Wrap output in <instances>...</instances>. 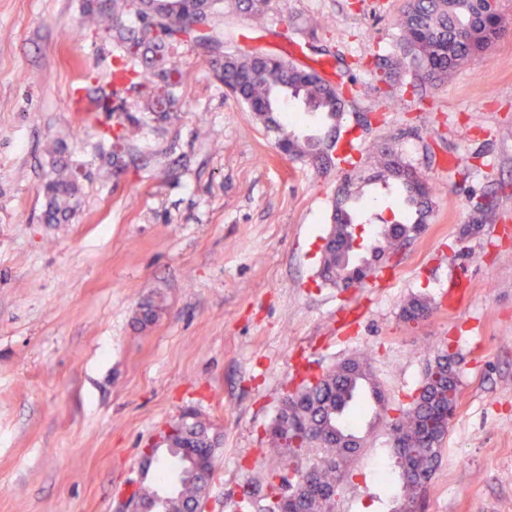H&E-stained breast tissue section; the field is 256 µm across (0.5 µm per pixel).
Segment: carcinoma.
<instances>
[{
	"label": "carcinoma",
	"instance_id": "1",
	"mask_svg": "<svg viewBox=\"0 0 512 512\" xmlns=\"http://www.w3.org/2000/svg\"><path fill=\"white\" fill-rule=\"evenodd\" d=\"M86 12L91 17H112L109 33L121 49L113 66V81L138 89L144 111L164 119L171 117L183 82L177 51L183 44H192L211 54L216 78L234 88L236 97L254 112L263 127L277 134V145L286 156L325 167V158L312 150L309 135L288 129L282 99L286 97L300 103L305 111L322 115L324 130L319 138L327 141L337 137L343 115L336 85L283 56L230 54L224 52V41L214 32L196 35L194 25L224 13V0H86ZM398 26L403 55L408 58L402 65L408 66L414 79L430 86L447 82L458 66L487 52L503 32L501 15L488 0H409ZM85 99L89 111L122 109L114 93L103 88L86 94ZM140 126V119L127 113L109 130L112 167L116 171L124 170L130 141ZM376 161L375 174L347 176L336 198L318 272L324 284L351 288L362 283L385 255L424 229L432 204L428 183L393 151H379ZM84 178L85 173L68 163L53 161L52 175L44 185L47 223L69 219ZM357 181L393 186L405 194L408 205L403 220L382 225L379 244L361 260L364 268L360 272L345 260L343 249L353 236V226L361 223L360 212L350 203L358 198L353 190ZM429 311L425 300L413 298L402 307V317L417 322ZM360 383L369 386L378 403L385 402L370 364L361 357L348 358L312 380H303L284 396L267 430L268 453L283 460L288 471L304 483L299 485L301 496L290 499L285 487L268 484L267 501L273 502L276 512H335L336 490L353 452L343 447V442L357 439L350 427L359 423L366 409L354 397ZM458 397L457 365L448 362V355H440L428 368L420 396L390 425L391 446L401 469V512H414L426 480L437 467L440 445ZM215 447L210 427L196 417L175 425L169 444L163 448L152 445L145 460L150 463L159 452H166L178 470V483L166 496L143 485L138 490L140 498L160 512H184L189 504L203 501L213 472Z\"/></svg>",
	"mask_w": 512,
	"mask_h": 512
}]
</instances>
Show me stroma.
I'll list each match as a JSON object with an SVG mask.
<instances>
[{
  "label": "stroma",
  "mask_w": 512,
  "mask_h": 512,
  "mask_svg": "<svg viewBox=\"0 0 512 512\" xmlns=\"http://www.w3.org/2000/svg\"><path fill=\"white\" fill-rule=\"evenodd\" d=\"M408 0H271L254 22L240 0L214 20L230 52L299 45L333 67L345 108L335 166L292 160L184 49L177 114L124 109L143 125L126 174L107 164L103 112H74L92 74L107 84L114 47L85 0H0V512H118L135 482L157 484L140 450L186 412L219 438L204 512H241L272 465L265 434L302 375L366 357L387 405L363 428L336 512H395L368 459L425 371L454 354L460 399L420 512H512V0L488 54L438 87L404 70ZM87 172L65 224L44 220L52 145ZM388 147L428 182L423 232L362 285L317 276L338 189L372 174ZM368 239L400 217L394 191L365 186ZM431 314L406 322L403 305ZM156 319L136 320L146 300Z\"/></svg>",
  "instance_id": "35a3bbf8"
}]
</instances>
